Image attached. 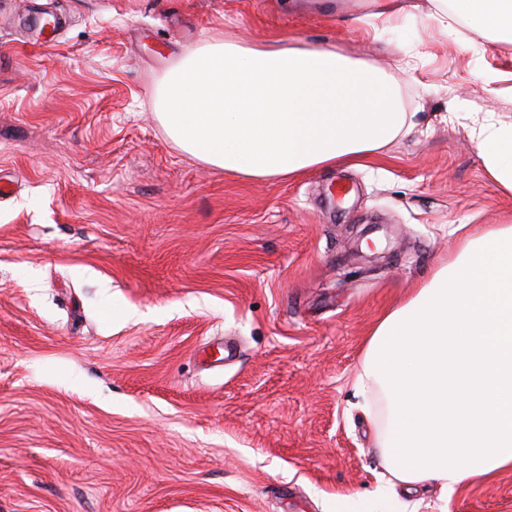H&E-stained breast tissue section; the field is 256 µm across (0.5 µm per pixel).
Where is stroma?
<instances>
[{"mask_svg": "<svg viewBox=\"0 0 512 512\" xmlns=\"http://www.w3.org/2000/svg\"><path fill=\"white\" fill-rule=\"evenodd\" d=\"M400 2L374 34L348 22L373 0H0V512H512V471L388 491L386 403L355 387L453 225L512 224L470 136L512 121V44ZM287 36L395 74L411 133L292 180L169 139L184 51Z\"/></svg>", "mask_w": 512, "mask_h": 512, "instance_id": "stroma-1", "label": "stroma"}]
</instances>
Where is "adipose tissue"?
Segmentation results:
<instances>
[{
    "label": "adipose tissue",
    "mask_w": 512,
    "mask_h": 512,
    "mask_svg": "<svg viewBox=\"0 0 512 512\" xmlns=\"http://www.w3.org/2000/svg\"><path fill=\"white\" fill-rule=\"evenodd\" d=\"M434 19L512 40V0H432ZM168 137L206 165L290 179L352 164L411 130L393 76L333 45L227 38L187 50L158 80ZM485 173L512 195V125H478ZM358 386L388 402V472L454 492L512 470V224L464 234L456 254L378 322Z\"/></svg>",
    "instance_id": "adipose-tissue-1"
}]
</instances>
